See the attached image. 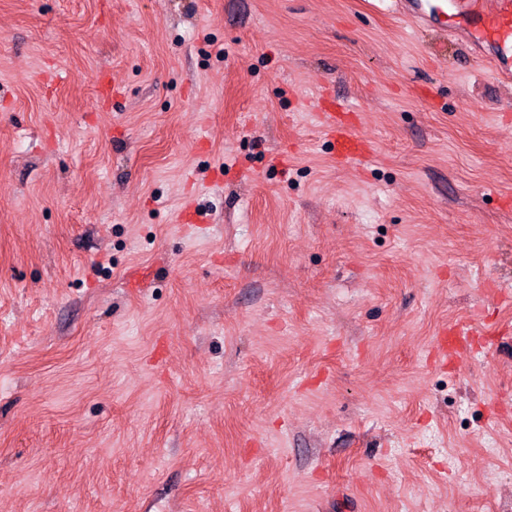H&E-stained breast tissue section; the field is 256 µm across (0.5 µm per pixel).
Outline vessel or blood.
<instances>
[{
  "label": "vessel or blood",
  "mask_w": 512,
  "mask_h": 512,
  "mask_svg": "<svg viewBox=\"0 0 512 512\" xmlns=\"http://www.w3.org/2000/svg\"><path fill=\"white\" fill-rule=\"evenodd\" d=\"M397 6L419 31L440 34L438 53H447L448 38L463 34L485 52L494 73L512 77V0H397ZM317 120L327 128L339 159L362 161L367 148L352 127L332 112L318 113Z\"/></svg>",
  "instance_id": "1"
}]
</instances>
